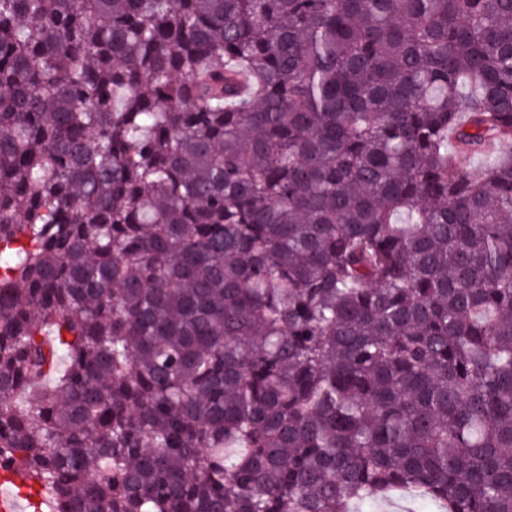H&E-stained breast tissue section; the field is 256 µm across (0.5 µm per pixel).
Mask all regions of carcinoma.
Returning <instances> with one entry per match:
<instances>
[{"label": "carcinoma", "mask_w": 512, "mask_h": 512, "mask_svg": "<svg viewBox=\"0 0 512 512\" xmlns=\"http://www.w3.org/2000/svg\"><path fill=\"white\" fill-rule=\"evenodd\" d=\"M6 471L512 512V0H0Z\"/></svg>", "instance_id": "1"}]
</instances>
